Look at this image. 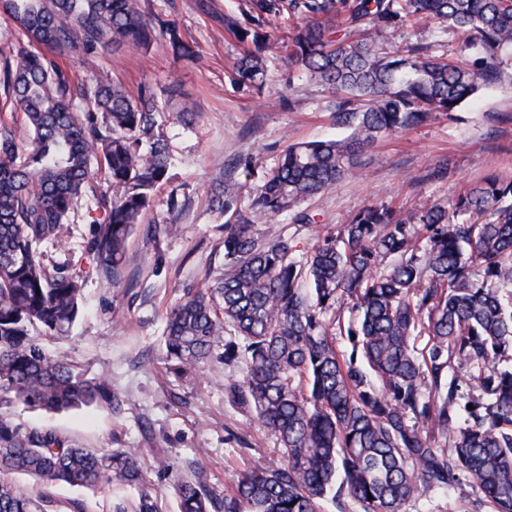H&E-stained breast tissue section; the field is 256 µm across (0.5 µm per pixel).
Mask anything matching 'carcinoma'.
I'll use <instances>...</instances> for the list:
<instances>
[{
  "instance_id": "carcinoma-1",
  "label": "carcinoma",
  "mask_w": 512,
  "mask_h": 512,
  "mask_svg": "<svg viewBox=\"0 0 512 512\" xmlns=\"http://www.w3.org/2000/svg\"><path fill=\"white\" fill-rule=\"evenodd\" d=\"M0 16L17 33L0 43V512H50L52 497L13 474L132 488L114 512H163L139 449L100 454L5 415L17 403L112 405L105 377H86L34 335L68 333L86 278L45 263L40 248L60 245L83 212L89 265L119 287L129 238L171 165L154 95L118 79L79 82L69 53L89 61L117 40L146 49L154 32L177 57L196 50L140 0H0ZM284 16L304 26L279 44L267 27ZM422 20L473 57L380 46ZM224 28L245 45L237 83L262 85L268 57L283 52L330 93L348 134L288 145L246 207L230 179L208 197L225 218L224 271L172 307L166 357L180 375L220 347L224 362L243 364L231 396L276 437L281 462L223 493L204 467L185 478L158 457L178 512H404L462 486L474 512H512V179L485 176L413 211L367 206L322 228L300 257L294 238H264L250 218L289 211L294 224L315 223L297 204L353 173L363 149L497 83L512 54V0H246Z\"/></svg>"
}]
</instances>
